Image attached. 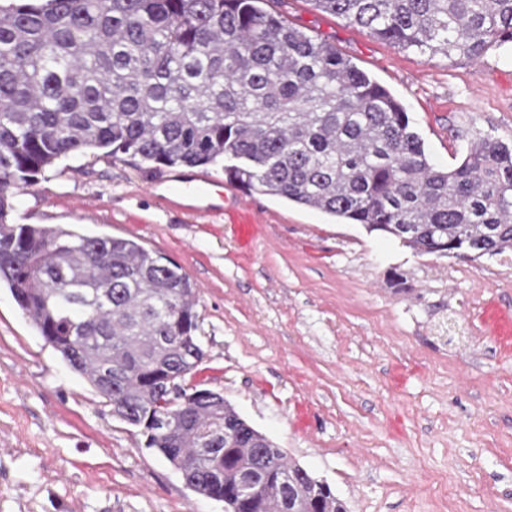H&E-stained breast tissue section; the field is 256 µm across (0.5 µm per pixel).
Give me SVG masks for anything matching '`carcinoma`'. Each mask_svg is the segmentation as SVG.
<instances>
[{
    "label": "carcinoma",
    "instance_id": "carcinoma-1",
    "mask_svg": "<svg viewBox=\"0 0 512 512\" xmlns=\"http://www.w3.org/2000/svg\"><path fill=\"white\" fill-rule=\"evenodd\" d=\"M265 2L0 4V282L193 491L226 512H348L228 402L207 404L186 384L205 352L199 289L178 265L132 239L9 222L15 190L63 158L161 168L229 157L224 173L245 190L419 255L512 252V146L478 137L458 166H435L387 88ZM312 2L400 50L479 60L512 43V0ZM202 428L222 434L209 450ZM247 473L254 494L239 492Z\"/></svg>",
    "mask_w": 512,
    "mask_h": 512
}]
</instances>
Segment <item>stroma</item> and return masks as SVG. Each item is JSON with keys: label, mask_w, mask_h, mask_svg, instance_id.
<instances>
[{"label": "stroma", "mask_w": 512, "mask_h": 512, "mask_svg": "<svg viewBox=\"0 0 512 512\" xmlns=\"http://www.w3.org/2000/svg\"><path fill=\"white\" fill-rule=\"evenodd\" d=\"M270 7L386 86L436 164L478 135L512 144L511 45L451 62L311 0ZM154 178L129 158L64 159L15 192L10 221L130 238L179 265L205 350L188 384L221 393L349 512H512L511 253L418 255L231 182L223 213L202 217L150 196ZM0 512H224L112 416L5 286Z\"/></svg>", "instance_id": "1"}]
</instances>
